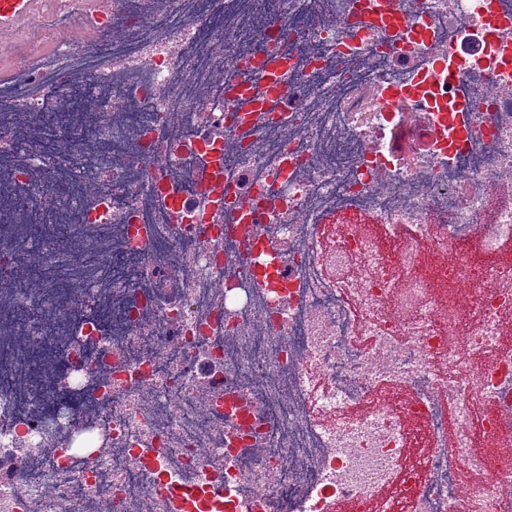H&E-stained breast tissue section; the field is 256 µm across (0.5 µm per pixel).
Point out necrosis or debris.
I'll return each instance as SVG.
<instances>
[{
	"mask_svg": "<svg viewBox=\"0 0 512 512\" xmlns=\"http://www.w3.org/2000/svg\"><path fill=\"white\" fill-rule=\"evenodd\" d=\"M399 7L428 23L425 43L356 28L382 0H165L152 15L116 0L0 82V512L34 499L56 512L60 496L71 512H182L162 478L223 486L232 512H502L512 454L474 440L512 405V263L421 258L512 240V195L488 191L512 181V0ZM491 8L499 38L466 60L457 47L482 43ZM328 11L342 26L323 25ZM116 21L127 39L104 41ZM443 55L467 114L432 67ZM268 57L288 62L287 100L267 95ZM58 94L96 99L92 120L18 145ZM246 204L252 255L229 229ZM15 223L35 231L13 236ZM262 263L277 275L260 288ZM452 274L474 301L446 315ZM171 277L180 297L164 304ZM47 349L63 372L37 369Z\"/></svg>",
	"mask_w": 512,
	"mask_h": 512,
	"instance_id": "1",
	"label": "necrosis or debris"
}]
</instances>
